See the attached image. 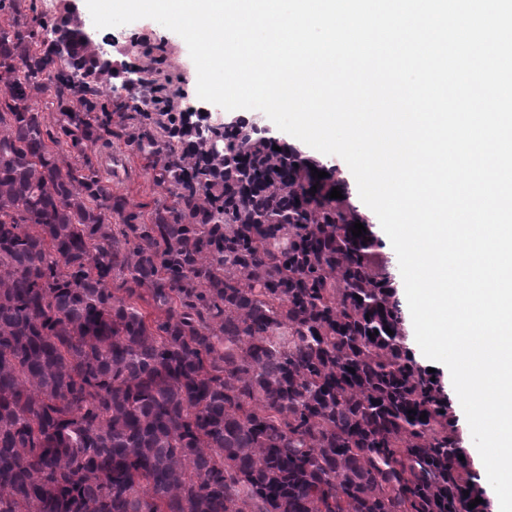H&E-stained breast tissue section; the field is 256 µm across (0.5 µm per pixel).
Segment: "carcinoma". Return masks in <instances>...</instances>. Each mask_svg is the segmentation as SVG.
<instances>
[{
  "label": "carcinoma",
  "mask_w": 512,
  "mask_h": 512,
  "mask_svg": "<svg viewBox=\"0 0 512 512\" xmlns=\"http://www.w3.org/2000/svg\"><path fill=\"white\" fill-rule=\"evenodd\" d=\"M2 14L0 512H482L310 163L242 122L200 134L149 50L114 92L71 9ZM114 138L172 198L147 222L101 173Z\"/></svg>",
  "instance_id": "carcinoma-1"
}]
</instances>
